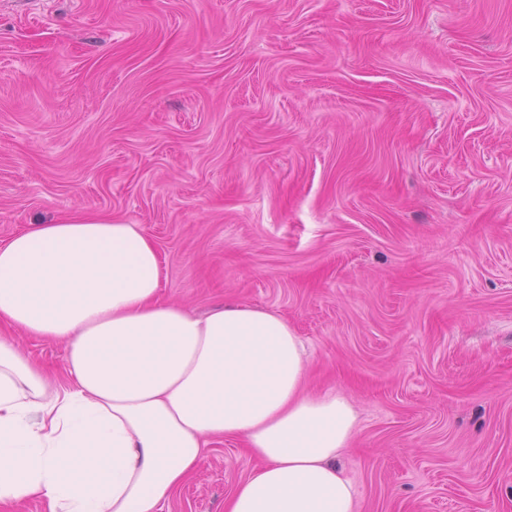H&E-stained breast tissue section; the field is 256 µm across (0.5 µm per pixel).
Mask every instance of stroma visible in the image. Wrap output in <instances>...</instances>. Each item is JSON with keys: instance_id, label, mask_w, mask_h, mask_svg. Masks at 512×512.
<instances>
[{"instance_id": "1", "label": "stroma", "mask_w": 512, "mask_h": 512, "mask_svg": "<svg viewBox=\"0 0 512 512\" xmlns=\"http://www.w3.org/2000/svg\"><path fill=\"white\" fill-rule=\"evenodd\" d=\"M74 213L288 320L359 512H512V0H0V243ZM256 465L216 439L161 512Z\"/></svg>"}]
</instances>
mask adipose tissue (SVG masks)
Returning a JSON list of instances; mask_svg holds the SVG:
<instances>
[{"mask_svg":"<svg viewBox=\"0 0 512 512\" xmlns=\"http://www.w3.org/2000/svg\"><path fill=\"white\" fill-rule=\"evenodd\" d=\"M0 325L67 346L53 381L0 336V505L160 512L226 436L259 465L224 512H358L336 464L350 401L306 392L303 343L279 312L165 300L140 225L76 214L1 243Z\"/></svg>","mask_w":512,"mask_h":512,"instance_id":"1","label":"adipose tissue"}]
</instances>
